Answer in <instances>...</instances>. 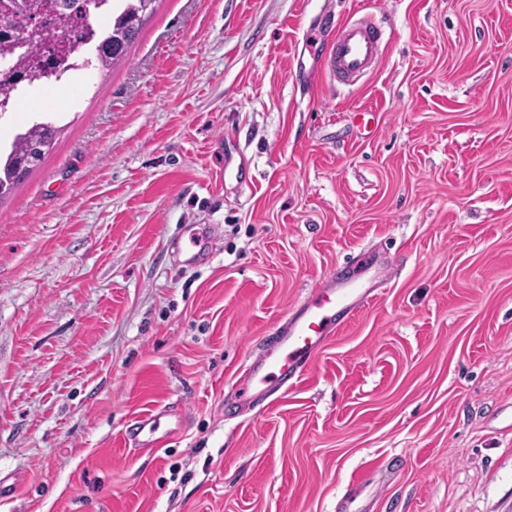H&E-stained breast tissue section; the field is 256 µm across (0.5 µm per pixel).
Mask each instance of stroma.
Segmentation results:
<instances>
[{
    "mask_svg": "<svg viewBox=\"0 0 512 512\" xmlns=\"http://www.w3.org/2000/svg\"><path fill=\"white\" fill-rule=\"evenodd\" d=\"M322 6L157 0L44 96L61 132L0 201V512H512V0ZM359 9L376 64L303 91ZM341 274L385 284L234 408ZM172 416H180L177 409L164 407L162 410H152L149 413L140 415L126 431L129 440L137 441L142 448H154L164 443L172 434L173 430L161 429V419Z\"/></svg>",
    "mask_w": 512,
    "mask_h": 512,
    "instance_id": "35a3bbf8",
    "label": "stroma"
}]
</instances>
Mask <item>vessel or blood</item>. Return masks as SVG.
I'll return each mask as SVG.
<instances>
[{"mask_svg":"<svg viewBox=\"0 0 512 512\" xmlns=\"http://www.w3.org/2000/svg\"><path fill=\"white\" fill-rule=\"evenodd\" d=\"M335 40L329 56L318 60L309 70L308 84L327 78L345 85L355 84L368 70L379 48V35L366 18L344 24L337 30ZM372 299L370 292L348 283L321 288L312 301L297 309L277 344L262 358L244 366L236 390L239 402L249 405L299 383L328 337L340 331L345 320ZM174 414V409L166 407L138 416L126 435L141 447L158 446L171 435L170 430L162 428L161 421Z\"/></svg>","mask_w":512,"mask_h":512,"instance_id":"obj_1","label":"vessel or blood"}]
</instances>
